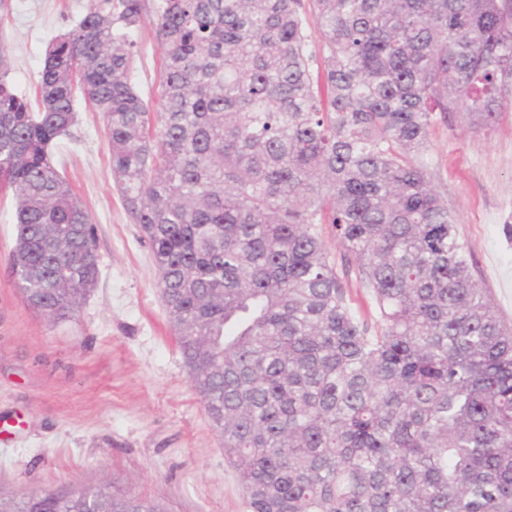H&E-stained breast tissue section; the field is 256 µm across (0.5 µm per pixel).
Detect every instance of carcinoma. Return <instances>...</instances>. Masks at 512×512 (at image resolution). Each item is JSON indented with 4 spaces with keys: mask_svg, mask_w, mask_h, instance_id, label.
Instances as JSON below:
<instances>
[{
    "mask_svg": "<svg viewBox=\"0 0 512 512\" xmlns=\"http://www.w3.org/2000/svg\"><path fill=\"white\" fill-rule=\"evenodd\" d=\"M147 21L157 109L133 77ZM11 69L0 44L25 302L67 321L98 283L95 224L52 156L82 98L250 512H512V327L423 160L438 117L481 129L512 103V0H91L33 93ZM0 500L164 512L108 482ZM350 291L353 305L359 312L365 316L369 321L373 322L376 319L374 305L371 299L366 295L363 288H360L356 282L355 275L352 272L350 276Z\"/></svg>",
    "mask_w": 512,
    "mask_h": 512,
    "instance_id": "1",
    "label": "carcinoma"
}]
</instances>
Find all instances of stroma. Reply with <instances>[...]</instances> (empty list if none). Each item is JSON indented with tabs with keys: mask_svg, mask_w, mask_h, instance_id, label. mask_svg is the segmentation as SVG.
<instances>
[{
	"mask_svg": "<svg viewBox=\"0 0 512 512\" xmlns=\"http://www.w3.org/2000/svg\"><path fill=\"white\" fill-rule=\"evenodd\" d=\"M90 0H8L0 44L11 82L31 92L48 42ZM135 78L156 99L162 49L151 24L136 33ZM54 149L97 228L100 278L68 321L24 301L11 273L15 219L0 204V494L104 481L165 512H250L224 444L190 385L161 301L159 272L112 178L103 121L85 101ZM431 182L471 254V274L512 325V107L488 129L459 113L430 132Z\"/></svg>",
	"mask_w": 512,
	"mask_h": 512,
	"instance_id": "35a3bbf8",
	"label": "stroma"
}]
</instances>
